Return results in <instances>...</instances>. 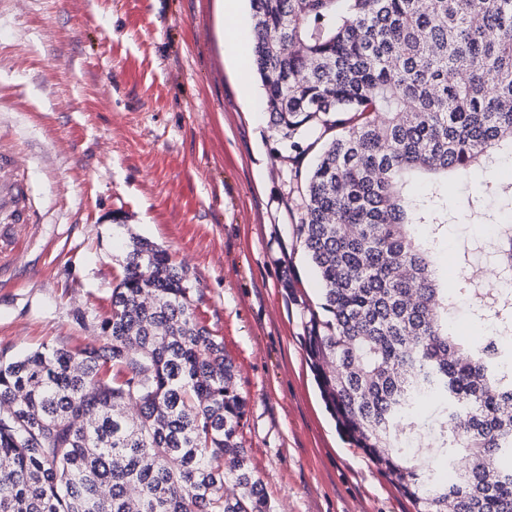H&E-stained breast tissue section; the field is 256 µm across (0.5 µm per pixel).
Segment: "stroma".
Listing matches in <instances>:
<instances>
[{
  "label": "stroma",
  "mask_w": 512,
  "mask_h": 512,
  "mask_svg": "<svg viewBox=\"0 0 512 512\" xmlns=\"http://www.w3.org/2000/svg\"><path fill=\"white\" fill-rule=\"evenodd\" d=\"M225 0H0V153L28 172L37 221L8 225L0 350L95 335L135 232L197 286L249 401L237 440L275 512H413L320 396L299 302L296 165L225 43ZM87 314L74 324V310Z\"/></svg>",
  "instance_id": "1"
}]
</instances>
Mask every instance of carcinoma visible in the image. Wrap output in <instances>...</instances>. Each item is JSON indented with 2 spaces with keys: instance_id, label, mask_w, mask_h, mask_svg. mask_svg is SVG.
<instances>
[{
  "instance_id": "1",
  "label": "carcinoma",
  "mask_w": 512,
  "mask_h": 512,
  "mask_svg": "<svg viewBox=\"0 0 512 512\" xmlns=\"http://www.w3.org/2000/svg\"><path fill=\"white\" fill-rule=\"evenodd\" d=\"M262 111L298 155L296 244L315 270L304 349L347 442L414 512H512V296L458 251L448 224L512 212V0H250ZM471 183L448 214V185ZM493 244L512 275V228ZM98 335L0 352V512H272L236 441L248 401L201 325L188 271L135 233ZM459 308L497 327L450 328ZM436 408L427 426L423 408ZM487 224L458 223L449 228L448 238L444 241V251L435 261L442 271L448 273V286L458 278L456 258L463 243L471 238H483L484 226Z\"/></svg>"
}]
</instances>
